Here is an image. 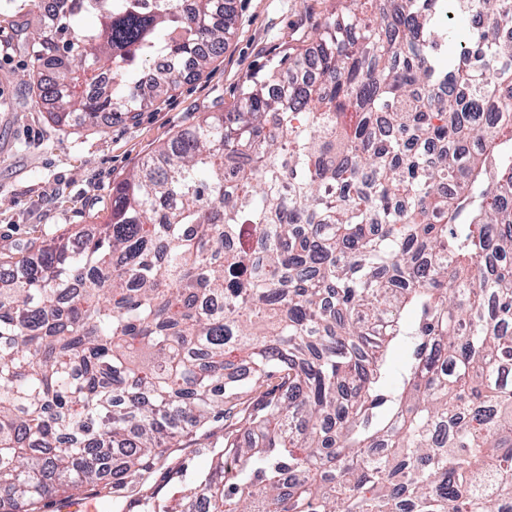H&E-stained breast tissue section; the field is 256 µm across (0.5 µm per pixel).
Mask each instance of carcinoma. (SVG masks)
Returning a JSON list of instances; mask_svg holds the SVG:
<instances>
[{
  "mask_svg": "<svg viewBox=\"0 0 512 512\" xmlns=\"http://www.w3.org/2000/svg\"><path fill=\"white\" fill-rule=\"evenodd\" d=\"M55 9L25 45L68 127L151 104L181 79L142 81L155 56L199 74L233 25L227 0ZM509 29L512 0H332L98 233L0 252V505L107 477L116 503L218 423L141 512H512Z\"/></svg>",
  "mask_w": 512,
  "mask_h": 512,
  "instance_id": "cac0c4a2",
  "label": "carcinoma"
}]
</instances>
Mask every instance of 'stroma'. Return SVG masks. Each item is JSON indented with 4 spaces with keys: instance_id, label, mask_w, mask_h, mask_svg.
<instances>
[{
    "instance_id": "stroma-1",
    "label": "stroma",
    "mask_w": 512,
    "mask_h": 512,
    "mask_svg": "<svg viewBox=\"0 0 512 512\" xmlns=\"http://www.w3.org/2000/svg\"><path fill=\"white\" fill-rule=\"evenodd\" d=\"M235 23L223 52L202 74L135 120L104 114L97 125L53 122L30 85L21 31L49 16L28 0H0V250L33 255L40 244L104 223L112 188L158 147L205 112H230L246 76L290 45L315 37L330 0H230Z\"/></svg>"
}]
</instances>
